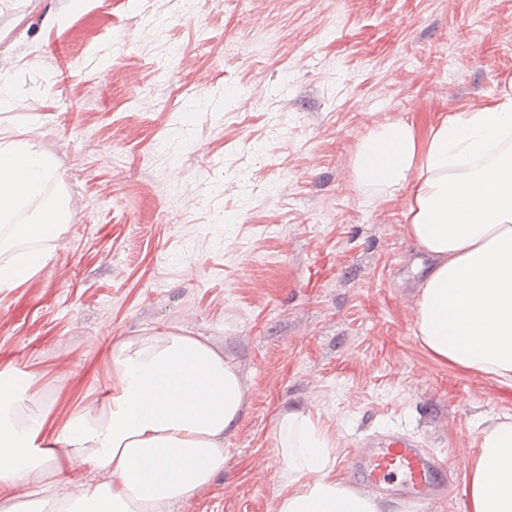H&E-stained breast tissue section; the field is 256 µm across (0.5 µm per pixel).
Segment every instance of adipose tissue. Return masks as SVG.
<instances>
[{
  "mask_svg": "<svg viewBox=\"0 0 512 512\" xmlns=\"http://www.w3.org/2000/svg\"><path fill=\"white\" fill-rule=\"evenodd\" d=\"M49 162L27 141L0 143V220L15 242L58 221H13L39 200ZM360 186L405 184L409 234L431 259L420 284L418 333L436 357L512 385V93L456 112L418 138L397 121L364 136ZM31 381L0 376V512H172L224 470V435L246 404L236 365L186 331L128 336L112 347V394L82 409L54 438L17 418ZM280 452L289 489L278 512H377L333 477L327 438L302 412H285ZM85 479L61 480L74 465ZM472 512H512V422L483 433L471 469ZM24 488V497L14 496Z\"/></svg>",
  "mask_w": 512,
  "mask_h": 512,
  "instance_id": "adipose-tissue-1",
  "label": "adipose tissue"
}]
</instances>
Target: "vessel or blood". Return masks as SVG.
I'll return each mask as SVG.
<instances>
[{
	"instance_id": "1",
	"label": "vessel or blood",
	"mask_w": 512,
	"mask_h": 512,
	"mask_svg": "<svg viewBox=\"0 0 512 512\" xmlns=\"http://www.w3.org/2000/svg\"><path fill=\"white\" fill-rule=\"evenodd\" d=\"M355 483L374 497L420 503L448 484L445 461L420 442L399 434H388L366 441L359 448L354 464Z\"/></svg>"
}]
</instances>
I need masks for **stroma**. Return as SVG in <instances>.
<instances>
[{
	"label": "stroma",
	"mask_w": 512,
	"mask_h": 512,
	"mask_svg": "<svg viewBox=\"0 0 512 512\" xmlns=\"http://www.w3.org/2000/svg\"><path fill=\"white\" fill-rule=\"evenodd\" d=\"M0 81V142L34 143L67 198L46 262L0 289V374L36 380L45 434L109 392L117 340L182 328L247 400L175 512H278L291 410L349 484L375 435L446 459V495L379 512H470L512 387L423 346L411 189L367 196L353 165L381 125L423 138L512 84V0H0Z\"/></svg>",
	"instance_id": "obj_1"
}]
</instances>
